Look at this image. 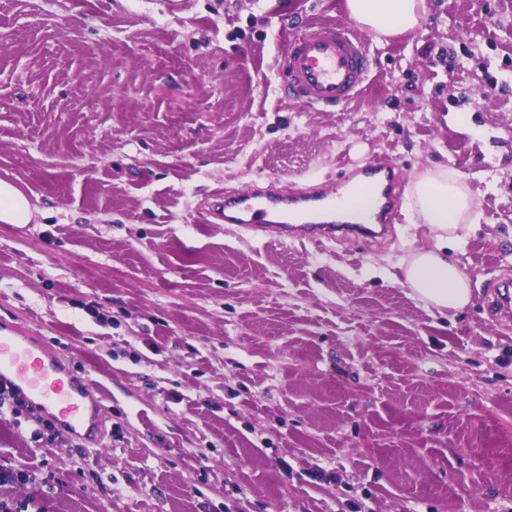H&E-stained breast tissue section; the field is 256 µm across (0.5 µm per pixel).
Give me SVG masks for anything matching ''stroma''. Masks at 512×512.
Segmentation results:
<instances>
[{
    "instance_id": "obj_1",
    "label": "stroma",
    "mask_w": 512,
    "mask_h": 512,
    "mask_svg": "<svg viewBox=\"0 0 512 512\" xmlns=\"http://www.w3.org/2000/svg\"><path fill=\"white\" fill-rule=\"evenodd\" d=\"M345 0H0V324L64 347L99 387L97 442L0 406V487L29 512H512V0H426L367 35L346 108L288 99L286 35ZM395 163L461 176L464 309L398 261L435 235L272 241L213 211L276 183L335 191ZM35 208L29 197L14 182L0 179V223L28 224ZM494 289L487 299V308L492 316H507L512 311V296L510 289H500L499 286H495Z\"/></svg>"
}]
</instances>
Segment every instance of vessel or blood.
<instances>
[{
    "label": "vessel or blood",
    "instance_id": "b4317fda",
    "mask_svg": "<svg viewBox=\"0 0 512 512\" xmlns=\"http://www.w3.org/2000/svg\"><path fill=\"white\" fill-rule=\"evenodd\" d=\"M283 66L289 97L314 110L343 108L363 89L371 73V54L367 41L346 23H316L285 43ZM354 186L368 194L369 205L337 225L336 211ZM400 187L395 165L383 161L344 175L331 194H288L272 184L262 191L225 196L222 217L225 223L244 224L279 239L305 238L315 244L333 239L340 228L357 236H377L396 220ZM487 308L494 316L512 314V290L494 289ZM0 380L52 408L68 431L93 436L98 417L89 413L88 405L95 384L65 361L63 350L47 351L17 327H0Z\"/></svg>",
    "mask_w": 512,
    "mask_h": 512
}]
</instances>
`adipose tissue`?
I'll return each mask as SVG.
<instances>
[{
	"label": "adipose tissue",
	"mask_w": 512,
	"mask_h": 512,
	"mask_svg": "<svg viewBox=\"0 0 512 512\" xmlns=\"http://www.w3.org/2000/svg\"><path fill=\"white\" fill-rule=\"evenodd\" d=\"M348 15L378 37L416 29L425 14V0H346ZM407 205L436 234V244L400 261L404 282L422 301L438 310L457 311L471 300L470 280L449 259L448 244L471 223L473 202L462 179L447 168L428 169L407 189ZM34 216L29 197L14 182L0 179V223L27 224Z\"/></svg>",
	"instance_id": "obj_1"
}]
</instances>
